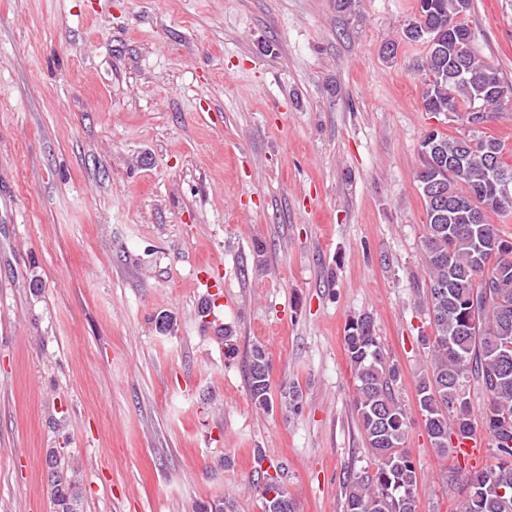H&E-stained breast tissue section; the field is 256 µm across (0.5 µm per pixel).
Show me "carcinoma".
<instances>
[{
	"instance_id": "obj_1",
	"label": "carcinoma",
	"mask_w": 512,
	"mask_h": 512,
	"mask_svg": "<svg viewBox=\"0 0 512 512\" xmlns=\"http://www.w3.org/2000/svg\"><path fill=\"white\" fill-rule=\"evenodd\" d=\"M425 21L429 35L422 106L491 117L504 104L499 88H511L473 47L460 17L470 0H432ZM442 164L420 157L417 181L437 174L447 199L462 204L452 224H428L422 240L426 299L431 335L424 342L430 366L416 382V405L433 448L448 458L451 449L483 428L494 461L467 476L459 512H512V238L489 222V214H512L500 204L498 188L485 163L503 161L504 144L474 133L450 137L434 133ZM344 344L355 381L354 409L376 470L350 472L343 480L345 512H418L422 477L404 443L409 418L396 393L400 370L387 357L372 317L363 313L346 322ZM271 365L264 348L253 347L247 381L254 404L272 406ZM485 398L482 425L473 418L466 387ZM56 512H81L79 490L61 456L51 452ZM264 512H298L297 503L268 476L261 488Z\"/></svg>"
}]
</instances>
